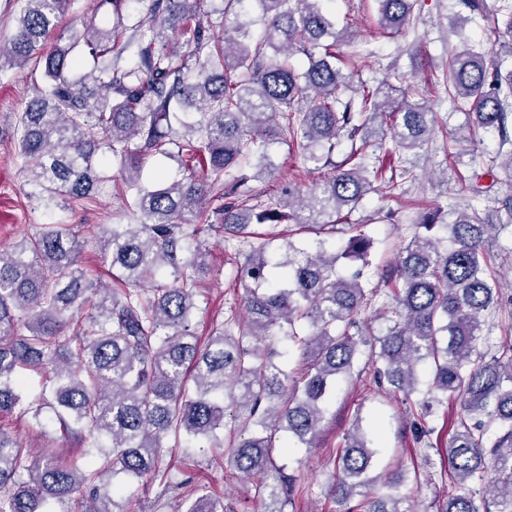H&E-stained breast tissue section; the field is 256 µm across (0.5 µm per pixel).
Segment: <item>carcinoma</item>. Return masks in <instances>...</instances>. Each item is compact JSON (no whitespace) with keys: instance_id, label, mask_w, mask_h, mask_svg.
Returning a JSON list of instances; mask_svg holds the SVG:
<instances>
[{"instance_id":"obj_1","label":"carcinoma","mask_w":512,"mask_h":512,"mask_svg":"<svg viewBox=\"0 0 512 512\" xmlns=\"http://www.w3.org/2000/svg\"><path fill=\"white\" fill-rule=\"evenodd\" d=\"M103 2L111 27L90 19L66 36L55 31L70 0H23L0 46V71L30 60L42 70L17 142L30 161L32 197L58 206L91 198L109 156L115 180L135 192L137 220L101 225L100 260L116 288L88 276L70 224H38L0 250V415L51 417L88 458L111 452L80 467L54 448L32 455L0 426V512H44L51 499L74 498L82 512H123L110 478L156 479L169 448L185 440L216 447L223 436L227 468L263 475L273 465L272 433L315 447L338 379L351 373L361 345L375 384L407 406L423 452L434 448L433 406L460 405L441 472L456 493L435 512H512V339L489 359L479 348L501 295L490 248L512 224V206L497 224L470 206L451 209L448 223L439 207L420 215L388 278L386 328L376 336L360 321L361 271L337 270L342 259L366 261L371 239L354 224L341 251L327 246L343 210L376 191L383 167L369 168V149L401 163L429 142L428 91L354 86L339 46L357 34L349 24L336 28L323 0H148L146 17L133 24L128 0ZM415 2L378 0L380 27L407 30ZM214 14L234 16L233 35L206 21ZM298 53L302 65L293 60ZM488 56L463 44L448 58L444 83L453 104L473 116L470 138L496 130L505 139L512 71ZM273 143L330 172L308 190L288 183L259 209L249 205L247 183L270 172ZM159 155L178 158L182 177L147 187L143 168ZM208 200L218 223L191 224ZM262 224L314 234V250L288 239L274 258V236L254 230ZM216 230L249 244L240 266L246 286L240 317L202 339L191 320L207 269L204 236ZM162 269L168 282L146 287ZM23 369L44 374L34 405L25 401ZM491 427L498 435L488 447ZM377 454L356 418L325 486L338 512H422L400 492L404 469L370 475ZM296 492L297 479L280 471L255 485L262 512H286ZM186 512H224V505L203 493Z\"/></svg>"}]
</instances>
